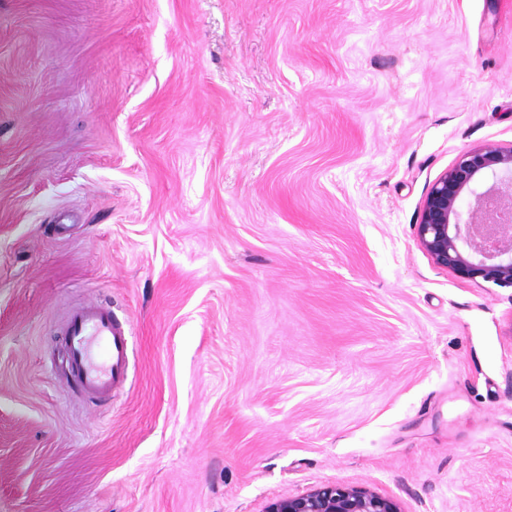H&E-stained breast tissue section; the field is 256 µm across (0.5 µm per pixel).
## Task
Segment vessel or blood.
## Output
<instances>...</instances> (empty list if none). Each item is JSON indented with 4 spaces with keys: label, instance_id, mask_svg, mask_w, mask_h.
Masks as SVG:
<instances>
[{
    "label": "vessel or blood",
    "instance_id": "vessel-or-blood-1",
    "mask_svg": "<svg viewBox=\"0 0 512 512\" xmlns=\"http://www.w3.org/2000/svg\"><path fill=\"white\" fill-rule=\"evenodd\" d=\"M63 334L72 390L96 399H109L125 390L133 336L111 307L98 301L83 303L69 313Z\"/></svg>",
    "mask_w": 512,
    "mask_h": 512
}]
</instances>
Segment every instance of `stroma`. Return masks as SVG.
<instances>
[{
  "label": "stroma",
  "instance_id": "stroma-1",
  "mask_svg": "<svg viewBox=\"0 0 512 512\" xmlns=\"http://www.w3.org/2000/svg\"><path fill=\"white\" fill-rule=\"evenodd\" d=\"M510 144L512 0H0V512H512V288L416 237ZM90 299L109 400L54 371ZM69 388L80 395L110 399L129 380L133 336L112 307L87 301L72 310L64 325ZM267 512H400L397 504L375 492L325 485L306 494L273 502Z\"/></svg>",
  "mask_w": 512,
  "mask_h": 512
}]
</instances>
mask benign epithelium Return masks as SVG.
I'll list each match as a JSON object with an SVG mask.
<instances>
[{
	"mask_svg": "<svg viewBox=\"0 0 512 512\" xmlns=\"http://www.w3.org/2000/svg\"><path fill=\"white\" fill-rule=\"evenodd\" d=\"M468 199L469 210L460 203ZM420 246L433 264L456 276L512 288V145L461 153L427 188ZM267 512H400L375 492L325 485L273 502Z\"/></svg>",
	"mask_w": 512,
	"mask_h": 512,
	"instance_id": "7a95c632",
	"label": "benign epithelium"
}]
</instances>
